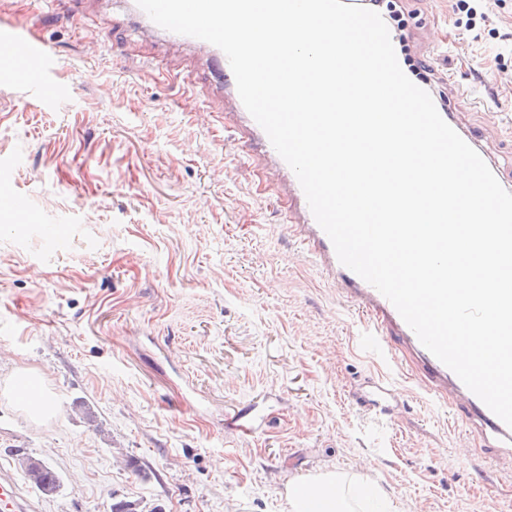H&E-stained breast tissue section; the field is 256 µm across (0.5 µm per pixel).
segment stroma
Returning <instances> with one entry per match:
<instances>
[{"instance_id": "1", "label": "stroma", "mask_w": 512, "mask_h": 512, "mask_svg": "<svg viewBox=\"0 0 512 512\" xmlns=\"http://www.w3.org/2000/svg\"><path fill=\"white\" fill-rule=\"evenodd\" d=\"M0 0V26L50 47L58 93L0 76V465L51 466L40 512H288L326 470L371 482L385 512H512V458L424 391L427 370L358 344L361 318L258 185L209 55L152 32L130 0ZM409 54L460 129L512 173V0L474 41L455 0H403ZM476 88L481 108L457 96ZM36 370L56 403L9 389ZM396 393L368 407L373 376Z\"/></svg>"}]
</instances>
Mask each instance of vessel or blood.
<instances>
[{"instance_id":"vessel-or-blood-1","label":"vessel or blood","mask_w":512,"mask_h":512,"mask_svg":"<svg viewBox=\"0 0 512 512\" xmlns=\"http://www.w3.org/2000/svg\"><path fill=\"white\" fill-rule=\"evenodd\" d=\"M0 48L21 56L30 64L33 78L43 92L48 95L54 93L55 88L46 76V63L51 57L47 44L30 32L1 26ZM209 52L216 74V86L223 90L225 97L236 109L238 140L243 153H250L252 147H260L266 161L272 163L274 170L284 177L283 195L288 202L290 223L296 225L308 252L318 260L325 276L357 301L366 323L362 338L364 350L384 361L395 360V353L389 349L384 339L386 328L396 327L399 334L413 344L417 343V336L387 298L339 262L331 240L314 219L295 174L275 151L264 130L245 109L226 55L215 46L210 47ZM428 362L434 371L433 397L447 398L448 405L452 408L460 405L468 407L479 421L484 440L494 442L501 448H511L512 428L498 418L436 357H429ZM34 509L33 500L21 492L14 477L1 470L0 512H34Z\"/></svg>"}]
</instances>
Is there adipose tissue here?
<instances>
[{
	"instance_id": "1",
	"label": "adipose tissue",
	"mask_w": 512,
	"mask_h": 512,
	"mask_svg": "<svg viewBox=\"0 0 512 512\" xmlns=\"http://www.w3.org/2000/svg\"><path fill=\"white\" fill-rule=\"evenodd\" d=\"M288 512H328L329 505L344 502L348 486L344 477L328 471L317 476H300L286 484Z\"/></svg>"
}]
</instances>
